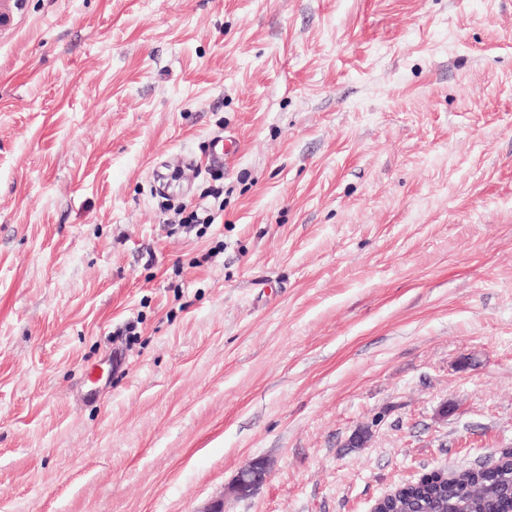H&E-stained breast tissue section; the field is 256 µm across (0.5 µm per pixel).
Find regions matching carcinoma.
<instances>
[{"label":"carcinoma","mask_w":512,"mask_h":512,"mask_svg":"<svg viewBox=\"0 0 512 512\" xmlns=\"http://www.w3.org/2000/svg\"><path fill=\"white\" fill-rule=\"evenodd\" d=\"M508 452L487 463L448 476L436 472L405 484L379 504V512H505L512 489Z\"/></svg>","instance_id":"carcinoma-1"}]
</instances>
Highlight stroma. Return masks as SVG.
<instances>
[{
    "label": "stroma",
    "instance_id": "1",
    "mask_svg": "<svg viewBox=\"0 0 512 512\" xmlns=\"http://www.w3.org/2000/svg\"><path fill=\"white\" fill-rule=\"evenodd\" d=\"M505 448L512 0H25L0 512H371ZM270 464L262 457L247 460L238 470L227 493L239 499L256 495L266 481Z\"/></svg>",
    "mask_w": 512,
    "mask_h": 512
}]
</instances>
